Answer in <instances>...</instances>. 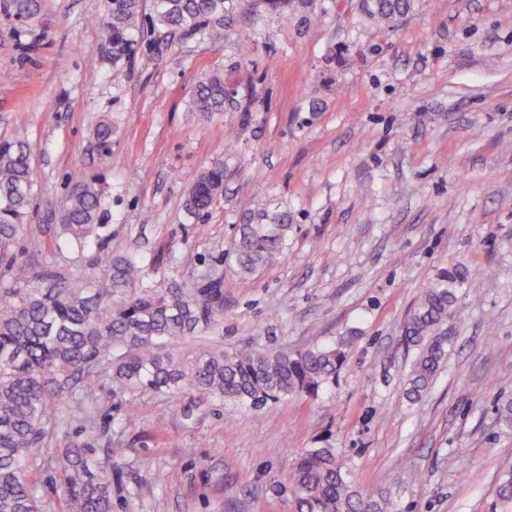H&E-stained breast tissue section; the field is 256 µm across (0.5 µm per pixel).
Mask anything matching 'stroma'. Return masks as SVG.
Wrapping results in <instances>:
<instances>
[{"mask_svg":"<svg viewBox=\"0 0 512 512\" xmlns=\"http://www.w3.org/2000/svg\"><path fill=\"white\" fill-rule=\"evenodd\" d=\"M105 3L42 0L27 22L0 10V138L26 143L35 179L25 260H41L38 227L68 183L94 176L107 251L190 288L222 276L225 349L350 341L317 396L255 409L89 377L112 427L93 452L114 463L112 512H295L288 462L326 436L400 512H494L512 471L498 414L512 401V0H413L381 26L373 0H312L306 26L258 4L219 45L142 28L117 65ZM217 65L245 109L205 122L191 84ZM217 162L224 193L189 220V182ZM258 203L293 229L285 256L244 278L224 255ZM442 268L464 274L448 358L411 401L404 325ZM79 428L56 421L30 459L43 512L58 510L54 459Z\"/></svg>","mask_w":512,"mask_h":512,"instance_id":"35a3bbf8","label":"stroma"}]
</instances>
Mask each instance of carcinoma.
Masks as SVG:
<instances>
[{
    "label": "carcinoma",
    "mask_w": 512,
    "mask_h": 512,
    "mask_svg": "<svg viewBox=\"0 0 512 512\" xmlns=\"http://www.w3.org/2000/svg\"><path fill=\"white\" fill-rule=\"evenodd\" d=\"M239 0H151L152 26L185 36L224 39V23ZM286 16L309 0H260ZM15 15L39 14L40 0H6ZM409 0H376L386 19L404 15ZM141 22V0H106L104 25L112 63L134 55V31ZM238 100L224 80V69L208 67L194 79L191 111L208 118ZM34 174L27 145L0 139V512H42L28 474L34 451L50 437L53 417H77L76 439L60 450V512H112V460L92 453L108 438L91 408L93 393L78 389L99 367L110 368L119 389L147 388L175 393L190 388L202 396L241 407L257 408L288 396H314L342 367L346 343L305 348L291 353L247 346L226 351L220 346L174 357L165 348L187 336L218 329L224 315L222 280L208 279L185 288L159 278L135 255L101 252L96 262L108 281L90 277L68 281L49 263L18 262L14 248L27 223L33 201ZM224 192V165L216 163L194 175L184 201L187 214L201 218ZM105 209L93 179L72 185L58 223L40 228L53 249H83L105 243ZM288 212L259 211L241 225L228 257L242 275L282 258L288 246ZM455 299L442 269L425 289L410 316L406 335L418 350L406 396L418 398L434 381L448 356V308ZM288 490L296 512H394L390 498L365 495L352 483L340 452L326 442L292 463ZM500 512H512V472L499 477Z\"/></svg>",
    "instance_id": "cac0c4a2"
}]
</instances>
